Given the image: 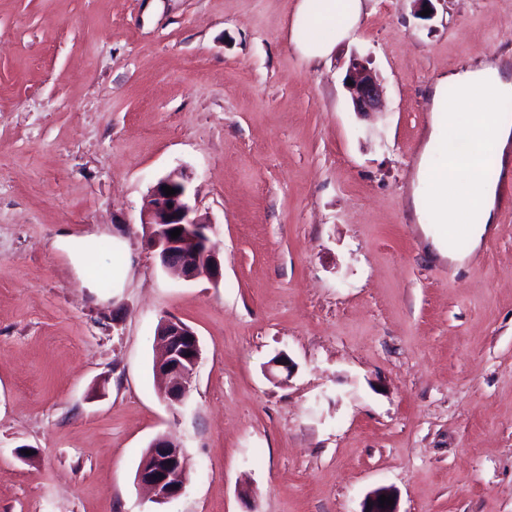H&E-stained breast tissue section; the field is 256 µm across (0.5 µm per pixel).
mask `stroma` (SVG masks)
Returning a JSON list of instances; mask_svg holds the SVG:
<instances>
[{"instance_id": "1", "label": "stroma", "mask_w": 512, "mask_h": 512, "mask_svg": "<svg viewBox=\"0 0 512 512\" xmlns=\"http://www.w3.org/2000/svg\"><path fill=\"white\" fill-rule=\"evenodd\" d=\"M361 3L312 60L299 0H0V512H361L379 487L399 512H512V196L460 266L409 205L431 86L512 58V0ZM354 55L385 88L366 118ZM176 169L218 283L148 244ZM70 234L122 287L85 285ZM166 316L201 348L175 406ZM160 435L189 473L164 503L135 480ZM57 246L68 254L75 268L79 272L86 273L88 278L92 276L90 268L95 269L102 265L96 257L98 247L95 235L61 238L58 240Z\"/></svg>"}]
</instances>
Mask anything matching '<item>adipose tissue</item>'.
<instances>
[{"label":"adipose tissue","instance_id":"1","mask_svg":"<svg viewBox=\"0 0 512 512\" xmlns=\"http://www.w3.org/2000/svg\"><path fill=\"white\" fill-rule=\"evenodd\" d=\"M360 8L361 0H300L294 25L309 33L302 53L313 59L328 55L356 23ZM505 97H512V79L492 62L444 75L431 95L430 139L460 138L473 153L468 162L458 163L436 162L429 152H421L411 204L435 252L459 264L466 261V254L451 249L447 236L433 233L431 227L462 223L468 209L476 207L484 221L470 230L471 251H478L491 233L498 192L495 183L484 181L481 169L486 158L501 161L512 151V125L501 122L494 112Z\"/></svg>","mask_w":512,"mask_h":512}]
</instances>
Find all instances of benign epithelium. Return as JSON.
<instances>
[{
  "mask_svg": "<svg viewBox=\"0 0 512 512\" xmlns=\"http://www.w3.org/2000/svg\"><path fill=\"white\" fill-rule=\"evenodd\" d=\"M345 80L353 82L346 89L355 112L365 117L381 108L383 87L367 60L352 58ZM189 183L190 176L183 170H174L160 178L149 190L142 223L151 228L148 242L153 248L161 249L163 267L176 271L186 281L205 278L216 284L222 277V266L211 242L212 223L195 213L190 205ZM165 186L176 193L165 195ZM177 228L181 234L173 239L170 232ZM156 339L162 349L155 361L159 396L170 405H180L200 359L198 336L180 319L167 317L159 322ZM136 481L148 488L158 503L178 497L188 483L183 450L165 436L156 437L149 455L137 468ZM382 495L395 498L391 489L378 488L366 497L361 512H398L395 503L379 506Z\"/></svg>",
  "mask_w": 512,
  "mask_h": 512,
  "instance_id": "obj_1",
  "label": "benign epithelium"
}]
</instances>
